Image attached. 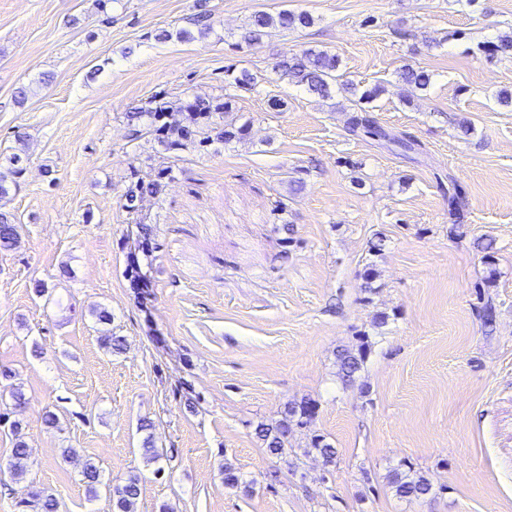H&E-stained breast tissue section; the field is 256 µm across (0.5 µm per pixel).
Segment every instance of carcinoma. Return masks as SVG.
Segmentation results:
<instances>
[{
  "label": "carcinoma",
  "mask_w": 512,
  "mask_h": 512,
  "mask_svg": "<svg viewBox=\"0 0 512 512\" xmlns=\"http://www.w3.org/2000/svg\"><path fill=\"white\" fill-rule=\"evenodd\" d=\"M314 23L313 17L306 13H294L281 10L273 15L267 11L254 12L240 35V43L252 47L271 33L288 32L307 28ZM213 29V17L208 9V0H196V13L191 18V27L181 28L176 32L161 30L154 35L158 42H165L172 37L185 41H193L203 37ZM487 57L512 59V32L503 33L497 41L487 45ZM339 59L336 54L323 49L306 48L291 53H284L275 62L271 74L263 77L264 82L296 84L304 87L309 93L322 100H332L336 92L350 96L352 107L346 120L347 131L364 141L378 144H390L404 152L417 153L421 145L410 135L400 136L388 133L378 122L370 104L383 92L380 85L360 89L349 81H339L336 71ZM403 86L411 90H427L432 83L431 74L412 65L405 66L400 72ZM258 84V76L240 69L235 64L224 67V88H245L247 90ZM233 112L231 96L200 95L184 92L168 100L160 98L149 101L147 106L132 107L124 113L128 129V142L134 143L143 137H151L163 147V150L175 157L183 152L195 151L205 154L209 147L217 142L242 140L250 134L251 124H237V120L229 117ZM172 169L168 166L153 170L142 175L139 171L131 174L130 182L121 194L123 208L135 217L139 213L140 203L146 198L156 199L163 190V181L170 178ZM466 198L457 187L454 177H448V217L456 222L466 207ZM22 225L16 223L15 217L7 210L0 209V250L16 249L21 242ZM128 273L143 298L151 296L153 285L141 274L136 260H131ZM366 359V343L358 348H343L336 354L338 377L345 383L352 384L359 377ZM11 414L14 419L7 420L9 429L15 437L8 469L16 478L25 477L32 467L30 450L23 440L22 420L26 399L22 390L14 387L9 391ZM314 410L306 402L285 404L277 418L269 423H262L256 429L258 438L272 455L288 456L290 438L294 429L311 423ZM153 422L145 420L141 430L148 432L143 439L142 458L146 466H156L155 472L162 471L160 464L163 454L156 448L149 431ZM316 452L324 465L329 466L336 458V448L323 436L311 439L308 452ZM80 476L87 491L98 493L101 483L100 470L93 463L81 466ZM392 487L396 495L421 499L432 493V485L416 471L398 468L392 476ZM113 512H137V504L141 494L140 476L129 474L112 481ZM18 512H58V503L53 495L37 485L30 486L27 497L16 503Z\"/></svg>",
  "instance_id": "cac0c4a2"
}]
</instances>
